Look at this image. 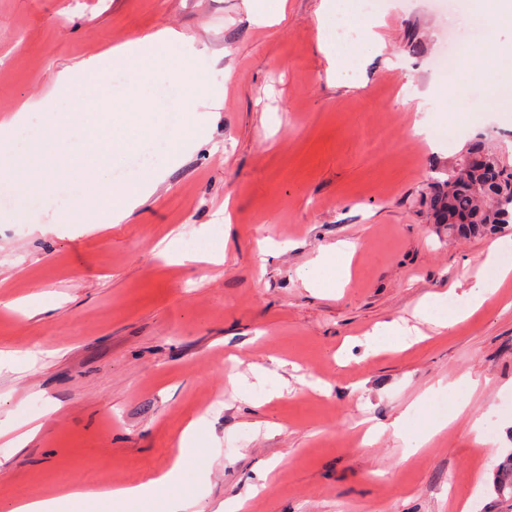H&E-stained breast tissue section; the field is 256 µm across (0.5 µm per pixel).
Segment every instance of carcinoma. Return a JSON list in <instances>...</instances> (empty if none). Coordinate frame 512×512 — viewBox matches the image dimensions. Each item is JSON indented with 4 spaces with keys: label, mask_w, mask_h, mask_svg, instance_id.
<instances>
[{
    "label": "carcinoma",
    "mask_w": 512,
    "mask_h": 512,
    "mask_svg": "<svg viewBox=\"0 0 512 512\" xmlns=\"http://www.w3.org/2000/svg\"><path fill=\"white\" fill-rule=\"evenodd\" d=\"M434 223L458 238L512 223V166L477 138L465 155L432 178ZM496 488L512 498V452L498 466Z\"/></svg>",
    "instance_id": "cac0c4a2"
}]
</instances>
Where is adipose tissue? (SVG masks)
Instances as JSON below:
<instances>
[{
	"instance_id": "adipose-tissue-1",
	"label": "adipose tissue",
	"mask_w": 512,
	"mask_h": 512,
	"mask_svg": "<svg viewBox=\"0 0 512 512\" xmlns=\"http://www.w3.org/2000/svg\"><path fill=\"white\" fill-rule=\"evenodd\" d=\"M512 15V8L505 4L495 5L493 16L486 23V29L481 47L474 49L469 58L467 78L475 84L484 83L488 70L492 66H505L512 69V58L504 59L492 52L497 44L499 23ZM504 243L497 242L489 248L485 262L500 268L498 279L486 280L474 277L464 280L460 294L461 304L446 318L432 319L428 309L436 303V296H426L416 310V316L422 321L433 322L435 327L447 329L469 319L485 303L489 295L501 288L504 280L512 277V268L501 265L500 255ZM356 252L354 243L339 241L326 246L316 258L314 266L318 277L307 280L310 288H334L342 280L348 279L351 260ZM469 399H462L449 409L445 418L436 420L430 428L417 435H410L403 419H396L391 425L372 424L365 431L363 441L371 444L386 431H393L402 440L406 448L418 451L447 430L448 426L458 423L469 415ZM199 431L197 422H190L181 432L178 439V452L173 462L162 472L147 477L141 482L117 487L107 491H93L74 488L63 492L53 499H30L16 503L10 512H60L62 507H69L70 512H125L132 505H147L152 503L159 489L174 488L181 484L184 465L198 451Z\"/></svg>"
}]
</instances>
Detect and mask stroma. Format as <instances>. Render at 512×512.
Returning a JSON list of instances; mask_svg holds the SVG:
<instances>
[{
    "label": "stroma",
    "mask_w": 512,
    "mask_h": 512,
    "mask_svg": "<svg viewBox=\"0 0 512 512\" xmlns=\"http://www.w3.org/2000/svg\"><path fill=\"white\" fill-rule=\"evenodd\" d=\"M322 0H287L264 24L243 0H0V119L49 94L61 72L80 70L115 38L163 28L182 33L221 106L199 110L188 142L155 193L122 224L102 230L54 223L82 184L48 156L18 155L19 175L44 171L54 197L27 200L29 223L0 192V512L65 486L125 485L165 469L184 427L205 420V446L172 496L187 512H216L242 498L246 512H506L496 466L512 452V281L470 319L400 352L365 355L376 324L411 318L421 298L485 267L502 229L449 239L424 202L435 170L483 134L512 156V111L486 108L487 85L450 82L431 60L448 19L431 0H383L379 54L342 78L319 49ZM423 45L413 56L408 36ZM154 138L114 178L133 176L166 144L186 89L155 82ZM428 139L413 137L414 125ZM228 237L222 264L171 262ZM356 242L340 289L306 287L327 245ZM271 244L260 255V244ZM352 341L353 361L334 355ZM282 359L263 400L235 398L229 379L255 384V367ZM475 383L472 404L492 422L488 452L476 434L449 427L406 455L384 433L364 445L357 421L404 416L409 433L445 417L439 382ZM24 447L11 440L31 426ZM276 471L259 480L267 462Z\"/></svg>",
    "instance_id": "stroma-1"
}]
</instances>
